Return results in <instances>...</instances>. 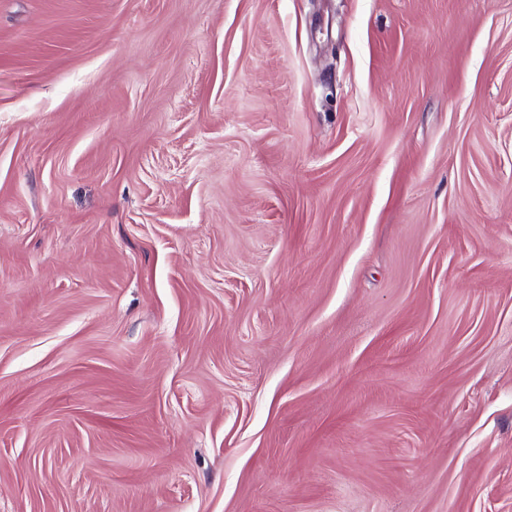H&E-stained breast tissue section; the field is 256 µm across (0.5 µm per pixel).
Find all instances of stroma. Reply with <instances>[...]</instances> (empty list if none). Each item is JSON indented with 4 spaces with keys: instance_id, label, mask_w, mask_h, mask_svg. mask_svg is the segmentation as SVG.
<instances>
[{
    "instance_id": "obj_1",
    "label": "stroma",
    "mask_w": 512,
    "mask_h": 512,
    "mask_svg": "<svg viewBox=\"0 0 512 512\" xmlns=\"http://www.w3.org/2000/svg\"><path fill=\"white\" fill-rule=\"evenodd\" d=\"M0 512H512V0H0Z\"/></svg>"
}]
</instances>
